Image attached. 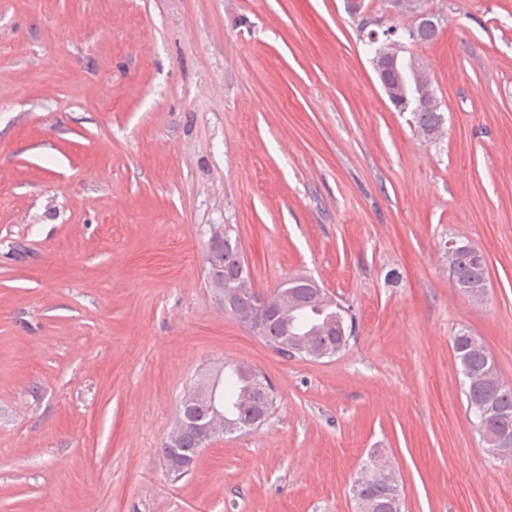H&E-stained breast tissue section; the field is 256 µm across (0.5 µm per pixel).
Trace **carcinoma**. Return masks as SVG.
<instances>
[{
  "label": "carcinoma",
  "mask_w": 512,
  "mask_h": 512,
  "mask_svg": "<svg viewBox=\"0 0 512 512\" xmlns=\"http://www.w3.org/2000/svg\"><path fill=\"white\" fill-rule=\"evenodd\" d=\"M404 72L417 98L429 111L414 114L416 127L423 136L435 140L441 135L444 124L440 103L425 68L413 57L402 61ZM449 275L454 281L478 289L488 280L486 260H461ZM254 289L248 266H242L237 275L224 279L219 292L224 298H237ZM272 306H281L290 324L288 337L280 333L264 332L262 339L275 352L294 357L292 343L306 340L311 333L327 322H343L336 328V334L320 337V345L336 346L343 350L353 335L354 317L350 308L343 306L325 291L318 288H296L291 278L281 280L268 295ZM453 351L463 376L462 384L466 397V411L474 428L481 435L487 451L504 460H512V447L499 448L494 443L496 436L507 433L512 436V385L501 375L487 346L466 330L459 331L453 338ZM238 380L232 384L231 406L224 409V420H246L254 410L256 401L266 400L268 412H273L276 395L272 383L252 368L237 367ZM489 411L497 417L490 427H483L481 412ZM401 488L395 471L372 477L367 488V499L373 505L371 512H394L392 505L395 490Z\"/></svg>",
  "instance_id": "1"
}]
</instances>
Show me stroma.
I'll return each mask as SVG.
<instances>
[{"label":"stroma","instance_id":"35a3bbf8","mask_svg":"<svg viewBox=\"0 0 512 512\" xmlns=\"http://www.w3.org/2000/svg\"><path fill=\"white\" fill-rule=\"evenodd\" d=\"M404 40L434 142L383 94L345 0H0V512H354L372 451L406 512H512L452 348L512 383V0H428ZM256 290L308 275L356 331L287 358L225 312L209 240ZM488 265L454 288L448 240ZM242 362L276 409L179 480L195 375ZM402 64L406 78L417 98L432 111L427 112L423 106L416 104L412 110L416 127L424 137L436 140L441 135L444 117L443 113L439 112L440 103L432 87L431 79L425 68L412 56H409L408 60L402 59Z\"/></svg>","mask_w":512,"mask_h":512}]
</instances>
